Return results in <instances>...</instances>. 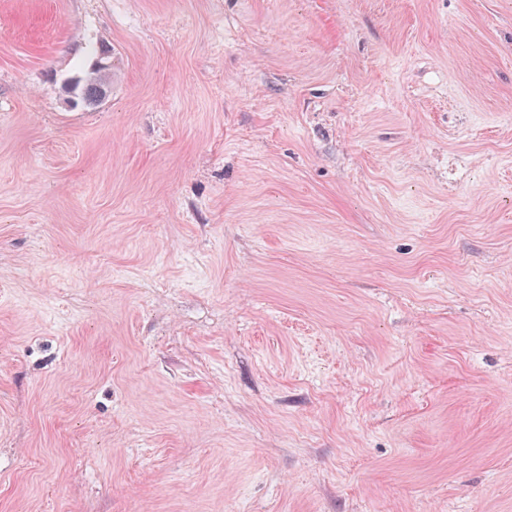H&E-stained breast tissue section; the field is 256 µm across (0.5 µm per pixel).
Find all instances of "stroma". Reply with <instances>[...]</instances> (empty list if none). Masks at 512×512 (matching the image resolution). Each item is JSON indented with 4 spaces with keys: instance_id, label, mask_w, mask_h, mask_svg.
I'll use <instances>...</instances> for the list:
<instances>
[{
    "instance_id": "stroma-1",
    "label": "stroma",
    "mask_w": 512,
    "mask_h": 512,
    "mask_svg": "<svg viewBox=\"0 0 512 512\" xmlns=\"http://www.w3.org/2000/svg\"><path fill=\"white\" fill-rule=\"evenodd\" d=\"M0 512H512V0H0ZM104 52L110 53V51L104 47L96 50L88 69L83 75L72 78L71 81L74 82L73 85L68 84L67 90L75 106H77L79 102L85 105H94L101 100V88L108 85L109 77V75L103 74L102 70H109L112 64L108 61L100 62L99 68H101V70L94 69L93 64L98 55Z\"/></svg>"
}]
</instances>
